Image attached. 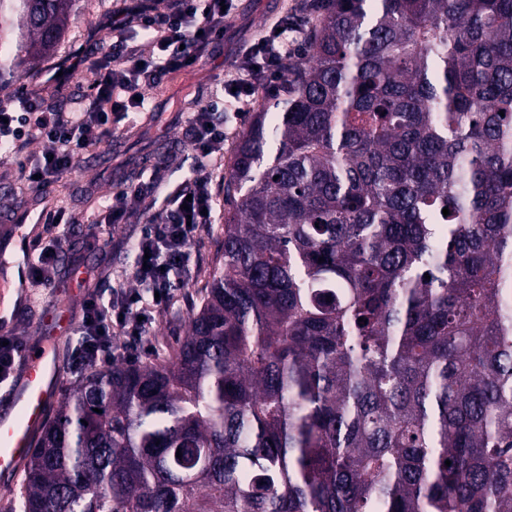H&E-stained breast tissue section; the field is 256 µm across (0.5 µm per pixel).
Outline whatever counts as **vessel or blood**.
<instances>
[{
  "label": "vessel or blood",
  "mask_w": 512,
  "mask_h": 512,
  "mask_svg": "<svg viewBox=\"0 0 512 512\" xmlns=\"http://www.w3.org/2000/svg\"><path fill=\"white\" fill-rule=\"evenodd\" d=\"M34 252L27 233H19L12 258L0 256V288L9 289L11 307L0 304V335H14L16 315L31 308L34 297L31 265ZM83 289L69 290L63 306L46 311L38 322L46 334L39 343L22 342L13 380L0 386V477H18L28 460L59 395L64 371L55 348L67 338L76 323V304Z\"/></svg>",
  "instance_id": "1"
}]
</instances>
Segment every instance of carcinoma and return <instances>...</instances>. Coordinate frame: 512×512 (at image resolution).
Wrapping results in <instances>:
<instances>
[{
  "instance_id": "carcinoma-1",
  "label": "carcinoma",
  "mask_w": 512,
  "mask_h": 512,
  "mask_svg": "<svg viewBox=\"0 0 512 512\" xmlns=\"http://www.w3.org/2000/svg\"><path fill=\"white\" fill-rule=\"evenodd\" d=\"M76 2L0 0V83ZM304 23L186 336L64 395L21 512H512V0Z\"/></svg>"
}]
</instances>
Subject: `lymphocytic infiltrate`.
I'll return each mask as SVG.
<instances>
[{
    "instance_id": "f902f5d3",
    "label": "lymphocytic infiltrate",
    "mask_w": 512,
    "mask_h": 512,
    "mask_svg": "<svg viewBox=\"0 0 512 512\" xmlns=\"http://www.w3.org/2000/svg\"><path fill=\"white\" fill-rule=\"evenodd\" d=\"M235 0H130L114 15L112 36L100 48L94 70L93 96L72 111L51 108L28 87L13 98L0 100V149L14 159L24 179L35 186L50 185L73 172L79 153L112 135V122L148 107L143 94L168 74L193 67L210 45L223 39ZM292 26L280 20L246 43L235 60V72L211 98L198 100L188 119L189 140L198 165L164 200L158 214L142 226L134 249L138 258L131 276L134 287L89 290L75 330L70 367L81 373L132 362L152 348L151 336L159 317L187 284L191 246L205 225L213 222L212 176L205 163L224 146V108L244 101L268 82L284 77L282 61L290 50ZM148 49H141L139 39ZM40 141L39 154L25 153L27 144ZM123 346H116V338Z\"/></svg>"
}]
</instances>
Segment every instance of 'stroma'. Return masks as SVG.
Here are the masks:
<instances>
[{
    "mask_svg": "<svg viewBox=\"0 0 512 512\" xmlns=\"http://www.w3.org/2000/svg\"><path fill=\"white\" fill-rule=\"evenodd\" d=\"M126 0H78L68 28L53 56L37 69L25 72L21 85L40 90L47 105L55 106L91 94L90 71L79 73L64 87L46 84L44 75L57 58L63 57L82 40L86 29L97 26L103 16L120 12ZM305 0H237V13L223 41L210 46L195 67L168 74L146 90L154 109L140 112L113 124L112 137L80 154L72 174L61 177L50 188L49 201L30 194L16 164L0 158V183L12 184L11 204L15 213L43 205L47 210L65 209L73 222L68 225L64 251L71 260L87 267L104 282L113 283L131 271L135 254L127 240L147 223L152 212L135 207L126 223L100 232L98 243L86 244V227L101 210L105 197L129 183H155L157 175L178 179L196 166V156L186 134L189 108L196 99L208 98L217 83L231 70L244 43L281 18L296 20L304 12ZM262 102L261 96L247 98L239 111L224 115V149L214 161V222L206 227L192 246L191 275L173 307L159 317L152 335L154 350L149 361L166 359L177 348L188 329V318L200 301L198 291L214 270V259L224 231V174L231 164L239 136Z\"/></svg>",
    "mask_w": 512,
    "mask_h": 512,
    "instance_id": "obj_1",
    "label": "stroma"
}]
</instances>
